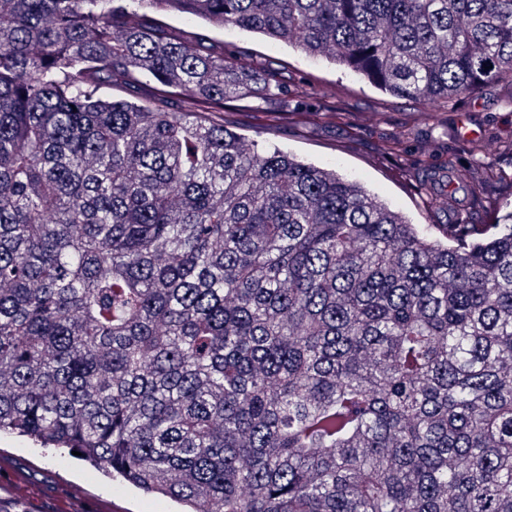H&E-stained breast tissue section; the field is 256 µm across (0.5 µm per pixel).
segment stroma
Here are the masks:
<instances>
[{"label":"stroma","mask_w":512,"mask_h":512,"mask_svg":"<svg viewBox=\"0 0 512 512\" xmlns=\"http://www.w3.org/2000/svg\"><path fill=\"white\" fill-rule=\"evenodd\" d=\"M156 20L180 36L223 46L224 54L286 77L280 95L269 100L241 98L228 103L226 123L237 126L246 150L277 147L305 162L336 169L403 212L414 224L492 223L512 210V77L445 102L407 100L382 92L347 68L305 56L283 42L227 28L220 30L187 14L159 12ZM291 111L285 128L261 125L257 109ZM390 142L393 157L380 147ZM449 177L453 195L425 202L416 179L427 172ZM498 175L481 205L467 197L469 185L486 172ZM24 472L40 496L17 506L0 499V512H54L63 484L84 486L93 497L120 495L130 512H177L172 501L144 494L90 467L66 448H40L25 439L0 435V450Z\"/></svg>","instance_id":"obj_1"}]
</instances>
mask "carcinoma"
I'll return each instance as SVG.
<instances>
[{
    "label": "carcinoma",
    "mask_w": 512,
    "mask_h": 512,
    "mask_svg": "<svg viewBox=\"0 0 512 512\" xmlns=\"http://www.w3.org/2000/svg\"><path fill=\"white\" fill-rule=\"evenodd\" d=\"M145 3L414 100L512 75V0H0V433L181 512H512V211L441 240L245 150L284 78Z\"/></svg>",
    "instance_id": "cac0c4a2"
}]
</instances>
